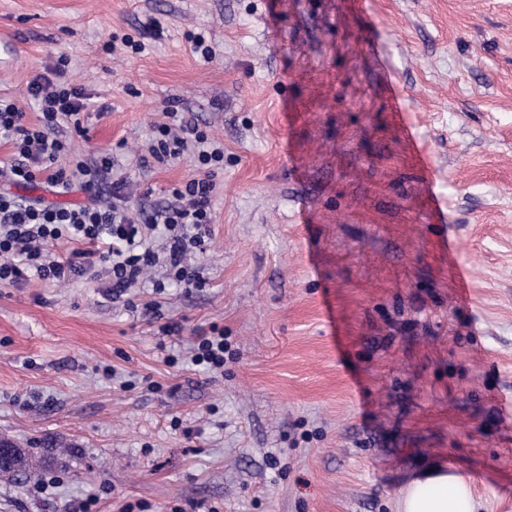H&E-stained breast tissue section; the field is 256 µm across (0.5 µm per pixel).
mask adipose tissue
<instances>
[{
    "mask_svg": "<svg viewBox=\"0 0 512 512\" xmlns=\"http://www.w3.org/2000/svg\"><path fill=\"white\" fill-rule=\"evenodd\" d=\"M473 480L441 464L414 475L400 493L397 512H478Z\"/></svg>",
    "mask_w": 512,
    "mask_h": 512,
    "instance_id": "1",
    "label": "adipose tissue"
}]
</instances>
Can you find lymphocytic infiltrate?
<instances>
[{
  "label": "lymphocytic infiltrate",
  "mask_w": 512,
  "mask_h": 512,
  "mask_svg": "<svg viewBox=\"0 0 512 512\" xmlns=\"http://www.w3.org/2000/svg\"><path fill=\"white\" fill-rule=\"evenodd\" d=\"M65 64L57 62L53 78L30 85L40 117L26 125L25 114L16 102L0 99V135L11 142V163L0 168V178L10 186L0 193V284L19 286L31 279L45 282L108 279L115 297L141 287L145 271L164 263L172 280L188 288L204 283L199 267L188 264V253L204 250L212 222L213 173L224 161L222 148L212 145L195 122L167 111V120L155 127L150 148L154 162L166 164L180 159L188 148L197 152L199 175L172 188L174 205L163 215L167 231L163 252H156L152 225L125 203L124 186L113 183L110 204L99 199V182L112 160L102 157L88 162L70 154L66 140L58 134L61 122L81 130V112L86 104L80 90L65 79ZM68 165H60L62 155ZM44 179L56 193L80 185L88 203L69 207L50 205L17 195L16 190ZM76 242L68 260L56 259L55 242Z\"/></svg>",
  "instance_id": "obj_1"
}]
</instances>
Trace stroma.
I'll use <instances>...</instances> for the list:
<instances>
[{"label": "stroma", "mask_w": 512, "mask_h": 512, "mask_svg": "<svg viewBox=\"0 0 512 512\" xmlns=\"http://www.w3.org/2000/svg\"><path fill=\"white\" fill-rule=\"evenodd\" d=\"M61 56L102 192L151 213L197 175L140 164L169 107L224 167L203 287L0 285V439L58 479L0 478V512H396L436 462L512 512V0H0L28 123ZM192 362L195 365H205L213 372L224 373V354H230L228 343L224 339V329L212 326L210 334L198 336L194 345Z\"/></svg>", "instance_id": "1"}]
</instances>
